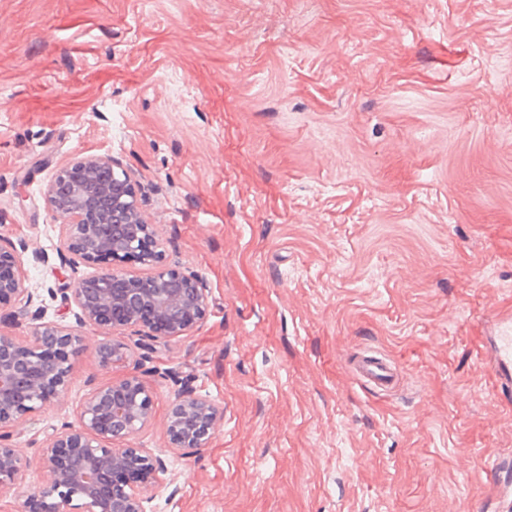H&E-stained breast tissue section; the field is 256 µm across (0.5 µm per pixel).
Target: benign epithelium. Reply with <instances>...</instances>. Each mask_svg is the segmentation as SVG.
I'll return each mask as SVG.
<instances>
[{"instance_id": "1", "label": "benign epithelium", "mask_w": 512, "mask_h": 512, "mask_svg": "<svg viewBox=\"0 0 512 512\" xmlns=\"http://www.w3.org/2000/svg\"><path fill=\"white\" fill-rule=\"evenodd\" d=\"M109 156H76L51 176L45 196L59 225L60 261L77 267L99 265L89 277L60 289L75 306L74 322L44 320L33 306L22 257L0 248V306L38 322L33 340L23 343L0 331V494L15 488L26 463L6 444L9 429L50 407L66 390L73 362L85 350L82 330L104 334L95 354L102 366L125 364L126 344L115 333L132 331L152 353L155 346L188 335L206 318L209 288L197 272L164 264L154 249L158 232L139 210L135 184ZM152 265L134 276L120 264ZM176 386L166 418L169 447L202 448L219 427L223 411L184 378L164 372ZM153 398L143 378L130 374L94 389L77 422L54 430L39 464L45 485L25 496L18 512H147L163 488L164 460L128 441L152 420Z\"/></svg>"}]
</instances>
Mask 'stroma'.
I'll return each mask as SVG.
<instances>
[{"label": "stroma", "instance_id": "1", "mask_svg": "<svg viewBox=\"0 0 512 512\" xmlns=\"http://www.w3.org/2000/svg\"><path fill=\"white\" fill-rule=\"evenodd\" d=\"M78 155L137 188L165 261L210 287L200 327L159 348L154 512H498L512 387L479 359L512 310V0H0V246L46 319L72 322L49 271L45 190ZM66 391L11 430L26 460L0 512L47 475L37 456L90 390L101 334ZM372 350L399 392L358 384ZM170 369L223 411L192 457L169 448Z\"/></svg>", "mask_w": 512, "mask_h": 512}]
</instances>
